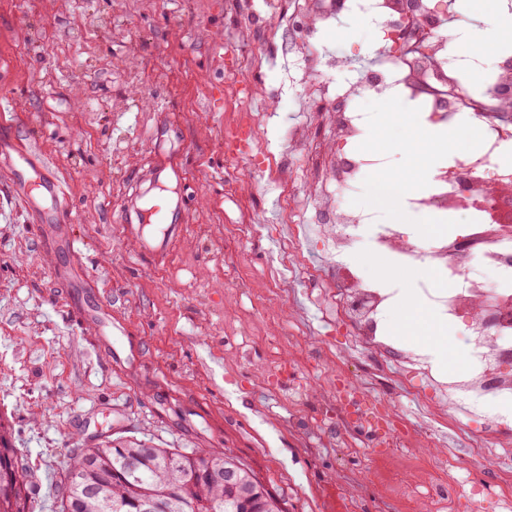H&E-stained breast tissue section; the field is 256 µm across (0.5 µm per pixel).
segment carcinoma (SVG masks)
Instances as JSON below:
<instances>
[{
  "mask_svg": "<svg viewBox=\"0 0 512 512\" xmlns=\"http://www.w3.org/2000/svg\"><path fill=\"white\" fill-rule=\"evenodd\" d=\"M0 512H32L36 486L10 447L0 421ZM238 472L234 500H226L224 470ZM61 512H282L281 503L252 470L219 449L163 448L142 441L85 449L70 465Z\"/></svg>",
  "mask_w": 512,
  "mask_h": 512,
  "instance_id": "cac0c4a2",
  "label": "carcinoma"
}]
</instances>
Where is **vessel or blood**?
I'll use <instances>...</instances> for the list:
<instances>
[{"instance_id": "vessel-or-blood-1", "label": "vessel or blood", "mask_w": 512, "mask_h": 512, "mask_svg": "<svg viewBox=\"0 0 512 512\" xmlns=\"http://www.w3.org/2000/svg\"><path fill=\"white\" fill-rule=\"evenodd\" d=\"M34 163V156L11 144H0V164L8 166L13 171L14 193L22 207L37 223H58L55 202L60 194V186L49 177L31 176L30 171ZM180 177V168L170 154L161 153L156 156L154 168L149 176L151 183L159 185ZM139 201V196H129L123 207L125 219L134 218L141 223L160 225L161 232L151 237L135 234L134 245L138 252L145 256L162 253L167 249L171 238L180 230L182 207L178 204H168L147 210L140 207Z\"/></svg>"}]
</instances>
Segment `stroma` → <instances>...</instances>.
<instances>
[{"label":"stroma","instance_id":"stroma-1","mask_svg":"<svg viewBox=\"0 0 512 512\" xmlns=\"http://www.w3.org/2000/svg\"><path fill=\"white\" fill-rule=\"evenodd\" d=\"M226 0H0V140L33 150L61 187L56 230L13 201L12 171L0 165V420L40 489L34 512H58V488L73 457L109 440L167 448H220L245 463L284 512H338L337 489L360 512H407L402 485L435 474L416 512H435V494L462 476L455 512H500L501 474L512 455L485 458L512 433L450 410L391 358L354 351L345 319L322 300L327 242L297 251L304 268L294 288L275 286V243L241 224L282 217L276 191L248 157L224 153L234 107L266 117L257 130L275 158L295 120L293 99L309 79L285 57L284 25L259 0H242L263 66L238 105L224 99L238 50L224 41ZM342 53L339 88L362 85L381 40L370 20L338 12L318 32ZM365 147L387 166L370 181L415 185L406 153L415 142L407 107L368 102ZM389 111V123H378ZM170 126L162 143L151 132ZM174 151L185 198L182 228L166 262L128 243L123 204L155 148ZM252 181L249 196L228 180ZM259 335L236 334L240 316ZM343 374L360 407L396 415L406 447H374L354 431L350 447H329L313 429L329 411L330 381ZM396 472L401 487L390 486ZM483 493L472 492V485Z\"/></svg>","mask_w":512,"mask_h":512}]
</instances>
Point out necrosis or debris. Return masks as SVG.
<instances>
[{"label":"necrosis or debris","mask_w":512,"mask_h":512,"mask_svg":"<svg viewBox=\"0 0 512 512\" xmlns=\"http://www.w3.org/2000/svg\"><path fill=\"white\" fill-rule=\"evenodd\" d=\"M346 9L368 16L387 37L415 30L404 50L383 49L376 70L367 74L360 90H347V97L362 92L384 100L396 94L424 112L431 124L479 126L480 147L456 154L451 165L434 173L425 191L409 200L414 212L437 211L464 222L456 233L441 231L421 240L405 225L378 223L377 210L353 204L368 174L381 169L385 159L362 148L366 113L341 107L324 111L330 76L342 63L340 56L319 50L315 39L332 16L328 0H304L312 25L289 42L287 51L300 56L314 89L295 101L303 118L288 128L286 139L290 153L303 163L307 190L286 186L281 191L283 215L294 225L291 235H282L277 224L260 227L278 245L277 283L290 287L288 252L302 237L329 235L336 260V286L329 294L337 312L348 316L359 347L396 358L420 375L439 400L500 424L502 417L492 408L512 398V369L500 368L512 362V288L502 285L503 279H512V210L495 211L491 203L512 194V167L501 162L502 149L512 147V121L498 114L504 101H512V70L484 69L478 81L470 80L454 29L445 23L454 13L452 0H349ZM316 123L331 130L335 149L313 139ZM363 247L392 257L398 268L425 269L419 286L428 305L449 319L469 320L459 374H444L423 351L389 335L386 315L395 292L359 268L355 256Z\"/></svg>","instance_id":"necrosis-or-debris-1"}]
</instances>
